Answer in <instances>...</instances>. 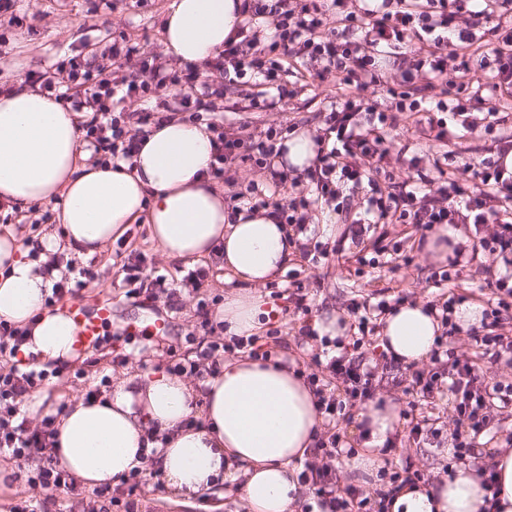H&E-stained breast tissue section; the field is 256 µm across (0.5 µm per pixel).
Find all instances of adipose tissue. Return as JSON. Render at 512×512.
Listing matches in <instances>:
<instances>
[{
  "label": "adipose tissue",
  "mask_w": 512,
  "mask_h": 512,
  "mask_svg": "<svg viewBox=\"0 0 512 512\" xmlns=\"http://www.w3.org/2000/svg\"><path fill=\"white\" fill-rule=\"evenodd\" d=\"M236 0H173L163 24L165 56L201 64L236 31ZM135 164L91 165L82 153L76 115L27 89L0 93V199L27 208L53 205L63 227L38 237V258L14 230L0 233V318L29 326L24 353L58 367L81 360L65 309L45 304L59 271L41 272L50 256L100 253L146 221L168 259L195 263L218 257L231 276L255 286L287 269L296 255L291 235L270 210L228 209L209 175L211 134L205 125L168 116L148 126ZM260 296L236 293L217 313L231 336L262 326ZM441 332L431 307L405 302L383 318L381 345L403 363L426 361ZM47 394L24 401L30 415L56 414L52 449L76 480L115 485L156 461L165 486L189 499L224 481L236 482L249 512H292L302 496L299 464L320 436L316 398L280 357L241 354L219 374L195 383L165 369L121 376L102 401L71 399L64 412ZM363 452L349 470L374 472L378 451L393 435L392 404L361 414ZM486 490L474 464L439 482L403 490L392 512H480Z\"/></svg>",
  "instance_id": "1"
}]
</instances>
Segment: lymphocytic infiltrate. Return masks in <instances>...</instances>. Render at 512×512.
Masks as SVG:
<instances>
[{"instance_id":"1","label":"lymphocytic infiltrate","mask_w":512,"mask_h":512,"mask_svg":"<svg viewBox=\"0 0 512 512\" xmlns=\"http://www.w3.org/2000/svg\"><path fill=\"white\" fill-rule=\"evenodd\" d=\"M239 12L249 20H267L269 42L247 37L229 38L224 49L210 62L225 83L237 85L259 78L272 84L285 58L297 53L318 64V76L337 74L352 91L343 104L331 105L325 115L328 139L320 145L309 170L312 198H300V208L313 201H339L345 185H360L379 171L387 150L380 131L396 127L402 112L422 109L421 97L435 86L448 88L446 98L434 101L433 111L462 114L478 110L483 96L453 94L456 82L448 76L449 60H456L460 73L483 71L491 91L512 95V27L502 24L512 13V0H362L354 8L349 0H242ZM415 40L410 53L399 52L400 44ZM396 63L401 87L395 110L378 112L365 97L368 90L387 88L388 63ZM26 81L38 85L48 98L61 102L79 115L82 142L100 153L103 161L132 158L140 146L139 130L156 120L161 112H185L192 121H206L212 134L214 161L210 174L220 179L224 168L236 161L264 165L278 156L281 133L267 129L257 142H247L234 128L225 127L216 116L209 86L201 81L197 67L174 69L159 63L157 56H139L134 46L115 41L104 50L65 55L51 70L28 72ZM144 107L127 111L128 101ZM496 155L483 159L472 169L474 191L457 184L431 189L427 176L392 185L387 196L368 197L363 221L389 224L400 221L429 229L436 224H489L493 230L481 238L489 253L503 256L505 274L495 277L497 305L512 308V215L500 212V205L512 202V171L504 164L512 152V134L499 135ZM145 256L128 257L121 267L129 297H166L175 304L177 291L167 287L165 276L144 272ZM26 341L25 328L0 320V455L17 466L14 479L30 492L29 498L14 504L10 512H36L37 503L64 497L77 498L82 489L60 460L49 454L54 433V416L33 421L21 409L25 395L39 391L48 378V368H36L19 357ZM256 337L205 336L197 344L194 358L174 359L170 371L176 375H202L219 357L244 348H254ZM438 370L409 369V385L424 397L448 391L457 433L453 439L456 459L473 454V434L490 424L494 403L512 404V384L481 381L471 362L451 352H434ZM327 367L335 382L344 388L343 398L325 392L317 374L307 381L314 388L318 412L325 421H335L338 412L372 400L374 373L364 356H332ZM340 436L332 432L319 438L299 475L314 504L305 512H390L397 490L421 482L423 475L412 463H405L389 476L388 489L366 492L356 485L339 486L332 461L339 453Z\"/></svg>"}]
</instances>
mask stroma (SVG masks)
I'll use <instances>...</instances> for the list:
<instances>
[{
    "instance_id": "stroma-1",
    "label": "stroma",
    "mask_w": 512,
    "mask_h": 512,
    "mask_svg": "<svg viewBox=\"0 0 512 512\" xmlns=\"http://www.w3.org/2000/svg\"><path fill=\"white\" fill-rule=\"evenodd\" d=\"M172 0H15L13 13L17 25L6 32L8 55L0 57V89L24 85L28 71H41L56 62L59 56L78 54L83 45L105 47L113 38L125 36L141 52L159 55L162 23ZM202 79L215 95L213 100L224 113L225 124L243 125L244 136H259L267 128H287L306 131L321 137L325 133L324 115L328 101L344 100V91L337 77H318L317 65L305 58H297L279 74L278 84L283 89V101L273 108H255L251 100L257 94L272 96V89H259L248 83L242 86L225 85L219 72L200 64ZM497 112L500 122L487 126L485 111ZM471 129L463 137L451 138L448 144L428 139L424 126L417 117L403 118L396 128L384 134L388 155L383 163L381 186L402 182L422 170L435 185L464 181L467 167L478 165L489 157L494 142L503 129H512V100L498 95H486L482 111L469 115ZM451 158L443 169H435L433 161L443 153ZM419 155L418 169H411L410 156ZM369 195L368 185H360L350 192L349 207L337 216L331 233L320 230L323 210L311 206L306 213L307 226L295 238L305 243L307 251L280 277L268 282L260 293L269 312L264 330L278 331V339L262 338L263 349L272 353L287 352L304 373L328 378L325 367L315 365L313 355H334V346H322L318 341L299 345L302 326L313 324L327 312H336L347 325L356 324L358 317L350 312L351 303L366 304L368 312H375L378 300H387L390 306L401 302L420 301L442 305L449 296L480 303L484 310H492L495 296L488 281V268L493 257L483 250L465 251L457 266L436 260L423 251L424 231L416 224H374L361 237L354 236L353 222L363 210ZM140 250L146 263L156 273L165 275L169 287L179 288L187 275V267L164 258L150 238L148 225H131L125 236L113 241L100 255L81 261L74 260L75 269H88L93 277L81 292L80 300L86 306L108 299L112 302V329L123 330L134 324L144 328L149 346L173 348L179 354L190 355L194 340L202 336L197 308L207 302L209 311H217L220 299L235 292L250 291V284L228 282L217 262H210L208 278L203 290L188 292L180 298L178 308H170L164 299L153 301L130 298L127 287L119 277V269L131 250ZM308 295L307 311L297 310L290 296L295 289ZM448 347L460 360L474 362L482 380L512 383V366L504 360L481 357L468 331L452 333ZM364 357L375 372V396L388 399L402 410V426L395 433V447L380 457V465L395 471L412 460L425 480H433L448 469L452 458L448 450L453 442L455 425L453 407L448 394L436 395L431 404L422 405L424 415L431 422L420 439L409 437V417L405 411L412 396L407 393L408 380L402 370L389 364L380 349L366 345ZM111 364L94 367H69L49 377L46 387L50 396L69 399L84 395L89 388L99 385L103 377L111 376ZM492 429L489 436L478 439L476 459L480 466L492 465L496 448L512 438V407L493 408ZM48 512H247L242 499L225 492L217 485L199 497L185 500L171 497L163 484L150 470H143L141 487L131 498L129 508L110 507L107 499H98L88 505L77 499L49 505Z\"/></svg>"
}]
</instances>
